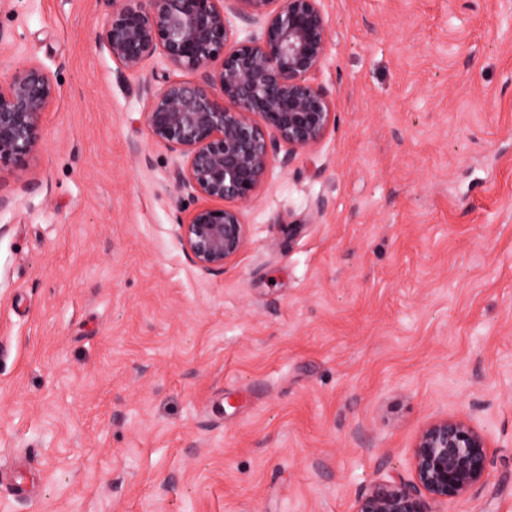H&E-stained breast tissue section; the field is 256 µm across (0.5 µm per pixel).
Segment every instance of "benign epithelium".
<instances>
[{"label": "benign epithelium", "mask_w": 512, "mask_h": 512, "mask_svg": "<svg viewBox=\"0 0 512 512\" xmlns=\"http://www.w3.org/2000/svg\"><path fill=\"white\" fill-rule=\"evenodd\" d=\"M104 47L122 75L161 56L194 74L148 92L151 138L183 163L171 182L205 201L176 215L187 258L220 275L248 245L245 214L271 165L289 166L324 138L335 116L315 75L328 51L320 0H111ZM262 25L239 40L229 17ZM49 73L36 61L0 73V167L23 172L43 137L53 100ZM488 440L471 424L443 418L425 427L410 477L391 476L359 493L354 512H434L466 494L486 472Z\"/></svg>", "instance_id": "obj_1"}]
</instances>
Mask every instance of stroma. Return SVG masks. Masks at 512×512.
<instances>
[{
	"mask_svg": "<svg viewBox=\"0 0 512 512\" xmlns=\"http://www.w3.org/2000/svg\"><path fill=\"white\" fill-rule=\"evenodd\" d=\"M336 121L273 165L219 276L176 234L105 0H0V64L55 97L0 168V512H354L422 429L487 470L439 512H512V0H321Z\"/></svg>",
	"mask_w": 512,
	"mask_h": 512,
	"instance_id": "35a3bbf8",
	"label": "stroma"
}]
</instances>
